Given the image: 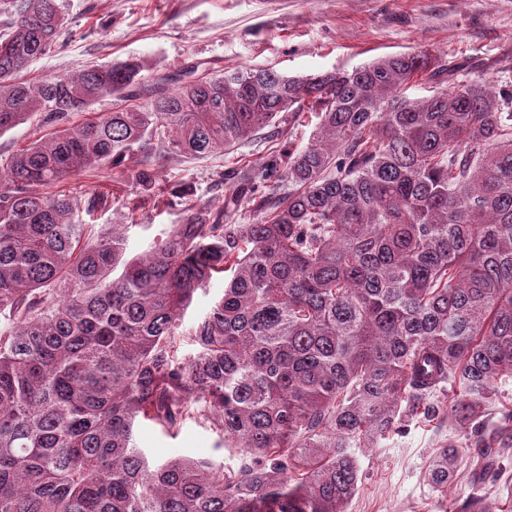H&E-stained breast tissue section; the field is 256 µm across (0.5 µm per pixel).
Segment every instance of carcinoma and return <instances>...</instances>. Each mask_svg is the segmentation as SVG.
<instances>
[{"label":"carcinoma","instance_id":"carcinoma-1","mask_svg":"<svg viewBox=\"0 0 512 512\" xmlns=\"http://www.w3.org/2000/svg\"><path fill=\"white\" fill-rule=\"evenodd\" d=\"M0 11V132L116 100L13 155L0 189V512H347L355 449L415 419L454 425L425 474L440 492L458 448L485 476L509 457L511 87L421 53L302 79L184 71L139 105L133 64L17 80L64 17L57 0ZM422 74L435 90L408 97ZM306 99L318 129L251 224L192 213L128 259L124 225L90 240L75 196L31 191L148 142L205 157ZM227 272L181 353L188 308ZM193 418L239 462L152 465L134 443L139 421Z\"/></svg>","mask_w":512,"mask_h":512}]
</instances>
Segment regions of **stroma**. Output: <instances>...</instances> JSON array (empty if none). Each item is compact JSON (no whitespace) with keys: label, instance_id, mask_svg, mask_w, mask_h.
<instances>
[{"label":"stroma","instance_id":"35a3bbf8","mask_svg":"<svg viewBox=\"0 0 512 512\" xmlns=\"http://www.w3.org/2000/svg\"><path fill=\"white\" fill-rule=\"evenodd\" d=\"M65 18L56 44L32 60L21 78L66 77L88 65L132 63L147 85L184 70L220 74L266 67L289 77L349 70L396 54L429 53L439 61L464 63L467 74L512 83V0H58ZM112 98L89 111L46 112L0 133V165L34 140L81 126L112 109ZM317 120L310 109L299 118L280 114L247 140L204 158L157 156L154 144L135 158L106 164L60 182L77 197L79 221L93 235L126 227L127 256L150 249L172 225L193 212L210 224H243L259 219L270 195L288 186L259 182L252 171L282 162L287 151L305 147ZM146 171L153 186L142 193L136 174ZM450 423L411 422L372 448L357 451L359 490L348 512H453L471 493L512 512V460L486 479L461 458L447 493L432 489L425 471ZM135 441L149 461L174 457L234 458L221 449L222 437L209 423L189 419L167 433L137 424Z\"/></svg>","mask_w":512,"mask_h":512}]
</instances>
